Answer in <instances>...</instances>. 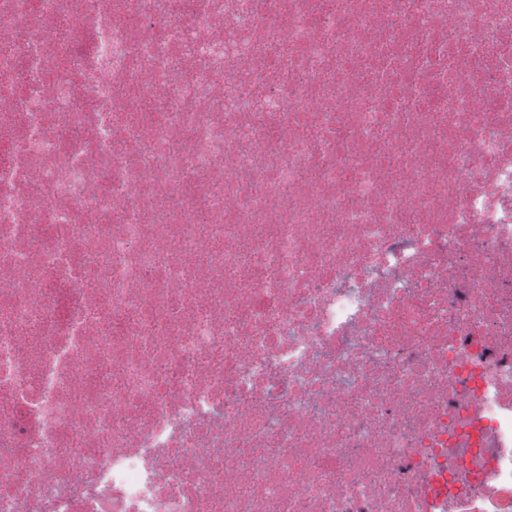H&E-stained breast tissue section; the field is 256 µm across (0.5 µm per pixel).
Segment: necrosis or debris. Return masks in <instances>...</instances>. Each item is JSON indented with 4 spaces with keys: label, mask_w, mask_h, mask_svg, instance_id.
<instances>
[{
    "label": "necrosis or debris",
    "mask_w": 512,
    "mask_h": 512,
    "mask_svg": "<svg viewBox=\"0 0 512 512\" xmlns=\"http://www.w3.org/2000/svg\"><path fill=\"white\" fill-rule=\"evenodd\" d=\"M0 512H512V0H0Z\"/></svg>",
    "instance_id": "necrosis-or-debris-1"
}]
</instances>
